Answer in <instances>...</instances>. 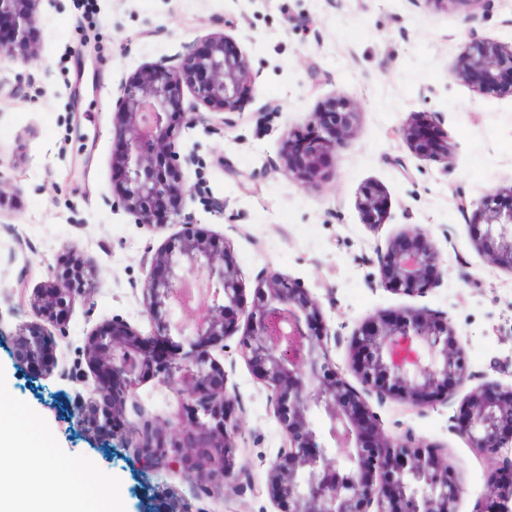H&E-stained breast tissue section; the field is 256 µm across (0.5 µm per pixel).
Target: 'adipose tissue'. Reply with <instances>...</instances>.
<instances>
[{
    "mask_svg": "<svg viewBox=\"0 0 512 512\" xmlns=\"http://www.w3.org/2000/svg\"><path fill=\"white\" fill-rule=\"evenodd\" d=\"M18 448L30 460L35 478L17 485L13 473L0 470V512H111L112 490L80 476L62 480L61 466L43 438L21 433L12 417L0 416V445ZM62 487L60 497L44 496L43 488Z\"/></svg>",
    "mask_w": 512,
    "mask_h": 512,
    "instance_id": "ef3b65f1",
    "label": "adipose tissue"
}]
</instances>
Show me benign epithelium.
<instances>
[{"mask_svg":"<svg viewBox=\"0 0 512 512\" xmlns=\"http://www.w3.org/2000/svg\"><path fill=\"white\" fill-rule=\"evenodd\" d=\"M39 0H0V21L12 38L0 41V62L35 58L29 40ZM451 75L475 91L512 95V45L478 37L466 47ZM189 83L197 102L226 127L242 114L240 102L254 91L246 57L222 33L202 39L180 67L153 66L121 87L115 103L124 140L112 176V194L135 223L162 229L181 224L182 183L177 139L200 119L183 110L175 91ZM359 104L338 99L312 113L304 129L288 134L297 156H284V170L301 187L330 177L326 159L355 131ZM419 158L448 162L451 136L441 119L410 112L397 129ZM458 206L474 207L468 224L472 245L485 262L512 273V187L476 203L457 195ZM361 220L375 229L384 223L388 201L376 184L357 199ZM376 279L397 293L425 297L447 273V260L425 230H401L376 245ZM85 293L56 275L33 291L30 304L59 331L70 307ZM144 313L156 334L145 337L118 319L86 337L82 356L99 398L75 402L67 419L86 439L102 434L135 449L134 462L150 469L172 466L194 477L205 492L242 484L228 449L241 436L242 418L228 377L211 357L214 343L240 334L241 356L271 392L274 417L284 436L268 469L267 491L278 512H458L462 489L436 443L410 428L388 435L368 398H391L420 411L448 405L465 391L450 417L451 429L487 459V493L475 512H512V383L472 380L463 338L448 317L426 307L378 311L348 339L349 369L360 387L339 371L331 333L319 301L300 281L276 270L258 280L252 301L223 238L185 230L171 235L153 254L143 288ZM244 325H239V322ZM181 342L165 360L157 345ZM26 358L43 372L58 364L56 345L37 325L21 328ZM160 376L180 402L177 422L145 415L136 390L141 379ZM131 404L138 420L126 419ZM322 417V427L313 417Z\"/></svg>","mask_w":512,"mask_h":512,"instance_id":"benign-epithelium-1","label":"benign epithelium"}]
</instances>
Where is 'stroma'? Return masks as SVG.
<instances>
[{"mask_svg": "<svg viewBox=\"0 0 512 512\" xmlns=\"http://www.w3.org/2000/svg\"><path fill=\"white\" fill-rule=\"evenodd\" d=\"M473 31L512 41V0H489L472 12L430 0H40L30 33L37 61L0 66V188L13 197L0 210V411L47 437L64 469L110 484L117 512H144L150 483L192 512H277L266 481L283 436L237 337L211 350L242 410L234 454L249 481L237 489L207 495L177 471L146 476L132 465V449L89 442L59 409L75 390L64 371L81 361L84 339L97 327L120 318L151 334L144 262L179 230H152L112 204L121 85L146 66L181 65L215 32L247 58L256 90L234 127L208 120L182 130L178 150L192 157L182 167L183 211L229 241L246 292L266 270L287 274L345 338L376 311L428 308L455 325L477 381L499 379L500 368L512 364V274L475 250L471 214L458 208L455 194L477 200L512 186V97L479 93L451 77ZM335 97L358 102L355 132L329 156L332 177L300 187L284 171L285 135ZM270 101L279 111H266ZM411 112L443 120L453 143L448 162L418 158L400 139L397 128ZM369 182L390 202L386 223L375 230L356 209ZM405 227L426 230L448 260L442 284L424 297L372 281L375 244ZM446 227L455 231L453 243L443 237ZM74 254L94 271L93 293L68 313L58 369L36 376L20 362L18 333L40 316L20 294ZM137 393L149 415L174 420L177 399L159 379L144 380ZM369 403L388 433L409 427L445 446L463 489L459 512H474L489 468L450 430L452 408L420 414L392 399Z\"/></svg>", "mask_w": 512, "mask_h": 512, "instance_id": "obj_1", "label": "stroma"}]
</instances>
